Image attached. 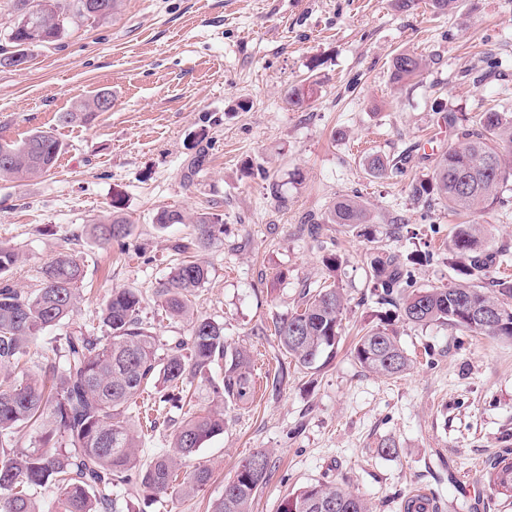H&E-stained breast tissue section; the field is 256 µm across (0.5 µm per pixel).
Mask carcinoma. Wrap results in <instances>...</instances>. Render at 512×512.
Listing matches in <instances>:
<instances>
[{
	"label": "carcinoma",
	"mask_w": 512,
	"mask_h": 512,
	"mask_svg": "<svg viewBox=\"0 0 512 512\" xmlns=\"http://www.w3.org/2000/svg\"><path fill=\"white\" fill-rule=\"evenodd\" d=\"M93 1L117 13L121 0H17L18 16L10 31L13 45L29 37L56 41L65 25L60 20L84 16ZM425 60L403 54L392 60L390 81L400 86L423 75ZM313 86L299 85L288 103L302 107L313 97ZM100 95L77 101L58 121L69 124L93 120L102 111ZM62 142L48 130H36L24 139L0 141V179L24 182L50 171L62 153ZM366 171L383 176L400 166L382 154L365 158ZM512 179V118L495 110L482 112L457 126L456 141L436 160L431 175L411 186L418 200L437 199L454 212L479 215L503 203L500 188ZM154 223L164 229L184 223L177 210L161 209ZM196 242L206 246L224 233L219 218L198 212L192 218ZM316 224H340L370 234L375 216L351 196L332 203ZM101 243L119 241L129 233V221L114 209L92 225ZM484 225L458 224L449 245L450 261L460 278L443 287L413 289L399 298L393 294L411 278L408 264L429 261L418 253L402 264L391 253L370 262L374 287L383 301H399L401 319L413 326L431 324L461 327L470 332L512 339V280L492 276L497 255L483 245ZM21 259L20 252L0 245V512H136L130 502L117 510L113 489L136 479L153 499L178 490L189 497L211 479V470L196 466L173 485L177 467L197 453L209 439L224 432V411L208 410L183 419L177 426L171 451L140 463L141 436L134 427L130 407L150 385L166 388L167 398L179 399L195 380L209 383L214 396L240 404L255 393L250 354L225 341L224 324L194 314L192 298L209 280L204 262L182 260L170 267L155 291L156 302L172 318L188 321V334L163 345L143 323L144 298L136 288H114L98 315L99 334L78 328L55 338L51 353H43L37 366L46 380L18 379L9 371L29 355V344L39 333L61 327L73 317L84 279V264L61 252L41 269L40 284L26 291L7 272ZM347 304L342 289L332 285L304 294L293 311L273 321L274 334L289 356L302 368L313 369L336 349ZM354 359L368 372L398 376L410 368V359L397 334L379 325L357 337ZM224 361V372L209 376L212 364ZM37 423L43 447H19V433ZM269 476V458L257 451L244 459L224 485V495L210 512H251L259 488ZM496 494L512 498V460L500 458L488 471ZM58 491L51 507L41 497L48 488ZM279 512H372L369 503L338 484H312L288 494Z\"/></svg>",
	"instance_id": "1"
}]
</instances>
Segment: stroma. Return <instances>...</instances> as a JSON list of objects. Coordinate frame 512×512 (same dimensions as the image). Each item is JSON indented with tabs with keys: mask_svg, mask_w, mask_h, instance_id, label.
<instances>
[{
	"mask_svg": "<svg viewBox=\"0 0 512 512\" xmlns=\"http://www.w3.org/2000/svg\"><path fill=\"white\" fill-rule=\"evenodd\" d=\"M401 52L423 56L427 68L396 87L390 66ZM31 55L24 70L0 67V138L50 128L64 151L44 176L0 181V243L23 255L10 271L17 287L36 288L45 263L72 253L85 276L70 327H96L112 290L132 287L143 293L146 327L170 342L188 323L165 316L154 292L173 244L195 237L190 216L212 212L223 235L189 251L210 267L194 312L223 323L262 381L253 400L223 408V434L192 458L212 471L194 496L150 504L132 481L119 486L121 500L141 512H208L240 462L263 450L270 474L252 512H277L288 493L317 483L344 485L372 512H404L416 494L436 512H512V499L487 480L495 459L512 451V339L396 321L369 268L378 252L426 251L433 258L413 266L412 287L457 280L452 231L475 219L414 199L410 185L454 141V121L491 108L512 116V0H459L445 14L428 0L406 11L394 0H122L110 20L74 19ZM306 78L317 91L292 107L288 93ZM102 88L113 94L111 111L59 123V113ZM404 150L401 174L373 177L363 166L368 152ZM346 195L372 210L370 235L325 224L311 237L308 217ZM501 196L478 220L487 248L512 259V181ZM116 200L130 232L103 244L89 226ZM162 207L187 223L159 228ZM330 252L340 258L333 273L322 262ZM322 283L348 299L347 339L393 319L410 370L369 373L347 339L318 369L297 367L273 321ZM190 396L184 409L141 419L142 461L169 451L184 413L220 406L206 384L194 383ZM386 441L395 453H382Z\"/></svg>",
	"mask_w": 512,
	"mask_h": 512,
	"instance_id": "stroma-1",
	"label": "stroma"
}]
</instances>
